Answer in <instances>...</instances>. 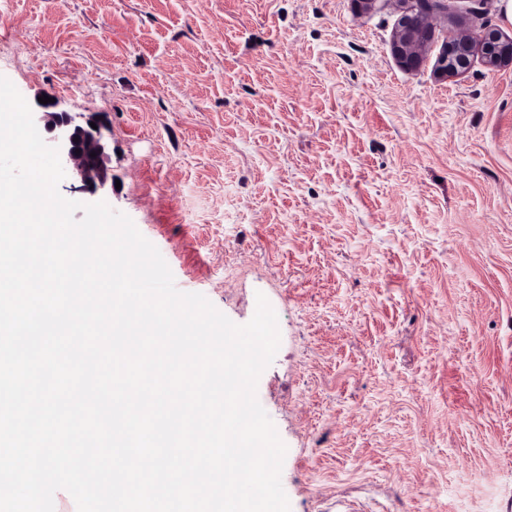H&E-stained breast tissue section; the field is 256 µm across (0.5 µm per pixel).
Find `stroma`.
Wrapping results in <instances>:
<instances>
[{"instance_id":"stroma-1","label":"stroma","mask_w":512,"mask_h":512,"mask_svg":"<svg viewBox=\"0 0 512 512\" xmlns=\"http://www.w3.org/2000/svg\"><path fill=\"white\" fill-rule=\"evenodd\" d=\"M0 0V76L111 133L96 194L280 347L257 398L290 512H503L512 500V68L441 78L504 0ZM400 16L394 32L391 51L397 62L406 69L418 68L433 39V25L425 13L417 10L414 0H396Z\"/></svg>"}]
</instances>
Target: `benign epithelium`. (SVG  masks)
<instances>
[{
	"instance_id": "obj_1",
	"label": "benign epithelium",
	"mask_w": 512,
	"mask_h": 512,
	"mask_svg": "<svg viewBox=\"0 0 512 512\" xmlns=\"http://www.w3.org/2000/svg\"><path fill=\"white\" fill-rule=\"evenodd\" d=\"M400 16L394 32L391 51L397 62L406 69L418 68L433 39V25L414 0H396ZM490 67L512 65V38L497 31L474 37L460 33L442 49L435 61L436 73L444 78L459 75L469 69L475 57ZM54 103L42 105V119L54 132L50 145L60 150L63 167L75 165L80 173V190L90 193L105 186L107 181L106 143L102 129L90 126L93 118L78 121L66 112H54Z\"/></svg>"
}]
</instances>
